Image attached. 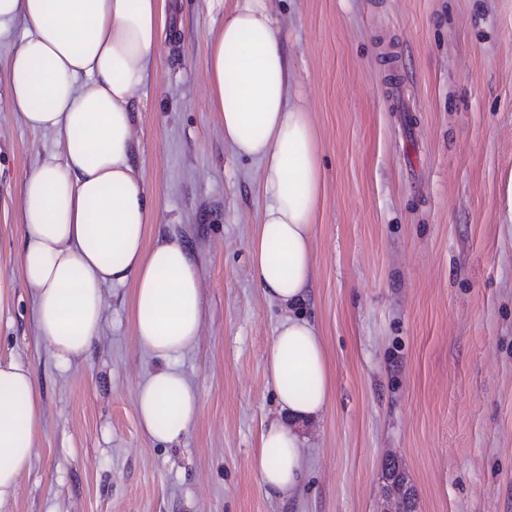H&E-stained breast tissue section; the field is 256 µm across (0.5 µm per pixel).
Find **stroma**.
<instances>
[{
  "mask_svg": "<svg viewBox=\"0 0 512 512\" xmlns=\"http://www.w3.org/2000/svg\"><path fill=\"white\" fill-rule=\"evenodd\" d=\"M234 4L166 0L134 116L150 229L187 244L202 292L198 343L175 362L202 409L175 445L137 423L158 361L138 343L132 284L105 288L85 358L59 363L35 336L21 192L61 144L8 109L23 28L0 29V355L33 369L43 410L0 512H379L392 461L415 512H512V0H266L320 143L303 314L335 384L284 497L253 466L278 415L264 354L285 316L250 274L261 171L225 144L205 69Z\"/></svg>",
  "mask_w": 512,
  "mask_h": 512,
  "instance_id": "obj_1",
  "label": "stroma"
}]
</instances>
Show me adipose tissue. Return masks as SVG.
I'll return each instance as SVG.
<instances>
[{"instance_id":"ef3b65f1","label":"adipose tissue","mask_w":512,"mask_h":512,"mask_svg":"<svg viewBox=\"0 0 512 512\" xmlns=\"http://www.w3.org/2000/svg\"><path fill=\"white\" fill-rule=\"evenodd\" d=\"M163 2L0 0V27L24 24L8 62L11 109L62 145L61 162L33 170L22 191L21 272L36 336L59 362L83 356L101 329L104 288L133 283L136 337L162 362L137 387L139 423L174 444L201 411L199 391L172 362L198 342L202 296L186 245L148 240L149 193L134 164L135 94L161 51ZM206 71L225 143L262 171L250 271L287 312L265 352L266 380L287 417L263 426L253 463L266 493L283 497L307 468L296 425L323 412L334 392L319 332L298 313L314 276L320 147L291 95L266 0H236L210 41ZM41 421L34 372L0 357V502L18 495Z\"/></svg>"}]
</instances>
